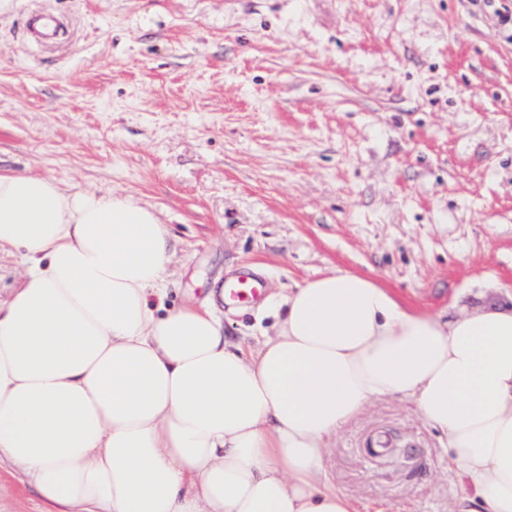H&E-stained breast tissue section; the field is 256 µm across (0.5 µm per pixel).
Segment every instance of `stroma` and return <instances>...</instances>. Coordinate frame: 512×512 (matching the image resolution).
<instances>
[{"mask_svg":"<svg viewBox=\"0 0 512 512\" xmlns=\"http://www.w3.org/2000/svg\"><path fill=\"white\" fill-rule=\"evenodd\" d=\"M512 0H8L0 9V172L151 206L176 250L164 305L240 266L272 328L296 283L336 267L436 314L512 307ZM65 39L39 45L36 15ZM390 442L371 451L374 437ZM357 512H452L441 436L374 402L327 451ZM0 512H46L0 465Z\"/></svg>","mask_w":512,"mask_h":512,"instance_id":"35a3bbf8","label":"stroma"}]
</instances>
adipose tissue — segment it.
Listing matches in <instances>:
<instances>
[{
    "label": "adipose tissue",
    "mask_w": 512,
    "mask_h": 512,
    "mask_svg": "<svg viewBox=\"0 0 512 512\" xmlns=\"http://www.w3.org/2000/svg\"><path fill=\"white\" fill-rule=\"evenodd\" d=\"M3 252L0 462L56 512H355L326 450L386 397L445 438L455 512H512V309L433 317L337 269L246 351L214 295L160 306L152 208L27 173H0Z\"/></svg>",
    "instance_id": "obj_1"
}]
</instances>
